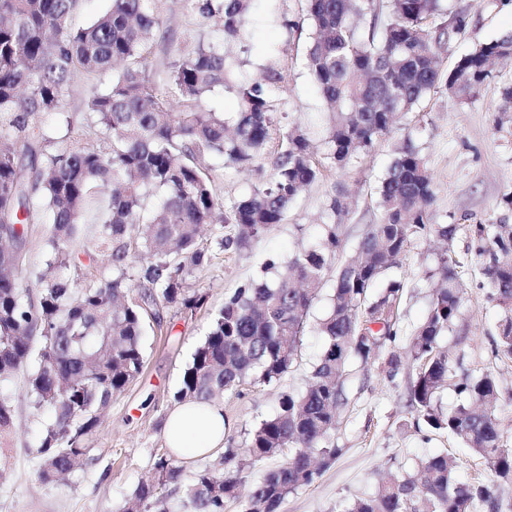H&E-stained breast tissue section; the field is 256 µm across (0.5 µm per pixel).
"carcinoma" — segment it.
<instances>
[{"mask_svg":"<svg viewBox=\"0 0 512 512\" xmlns=\"http://www.w3.org/2000/svg\"><path fill=\"white\" fill-rule=\"evenodd\" d=\"M182 2L203 25L216 23L222 41L198 33L172 56L159 83L148 70L160 30L154 0H112L107 12L78 28L70 19L80 0H0V125L12 138L0 149V379L25 372L33 411L45 417L37 446V478L44 484L92 460L85 441L101 412L143 369L145 312L160 304L204 305V295L186 288L187 275L212 259L202 226H232L218 245L239 250L282 223L288 206L320 175L309 137L295 128L283 136L268 183L224 210L203 159L255 166L274 122L271 94L287 74L271 63L250 82L232 81L236 62L228 48L246 40L251 0ZM306 11L312 36L305 65L327 106L323 140L332 168L368 151L433 91L470 99L496 76L500 60L512 56L510 34L480 45L443 73L442 52L468 24L467 15L444 0H306ZM367 15L370 27L362 32L355 18ZM77 72L89 81L86 110L100 134L86 146L54 142L37 131L43 115L62 114ZM109 72L112 83L102 89L98 79ZM234 87L237 112L204 108L215 89ZM173 100L177 112L170 109ZM95 190L108 193L97 248L115 274L79 281L72 277L77 266L69 244ZM434 197L420 149L408 137L381 184V222L366 229L358 256L336 269L318 327L322 349L305 389L283 393L277 412L248 433L249 465L285 452L288 458L250 487L243 512H279L290 493L312 484L341 454L327 438L348 402V368L356 359L379 358L383 344L398 334L402 284L393 281L375 297L372 288L412 240L434 232L449 241L456 231L454 224L431 223ZM347 206L345 195L331 197L317 243L286 261L267 260L262 277L225 298L183 370L178 401H218L292 371L324 272L337 261ZM46 217V271L34 301L14 272L24 261L23 226ZM474 242L492 299L504 312L493 354L511 357L512 225L479 224ZM458 268L445 252L432 272L441 287L411 336L416 374L409 405L427 426L462 442L494 479L460 482L456 462L436 454L418 464V476L391 475L340 512H474L478 503L493 512L496 481L512 482V446L496 414L495 375L457 374L438 345L460 306ZM371 323L382 328L375 333ZM447 385L461 403L444 412L437 395ZM12 427V406L1 397L0 440ZM154 471L122 512H150L176 490L183 493L184 512H224L245 481L232 448L224 470L205 468L187 483L174 457H159Z\"/></svg>","mask_w":512,"mask_h":512,"instance_id":"cac0c4a2","label":"carcinoma"}]
</instances>
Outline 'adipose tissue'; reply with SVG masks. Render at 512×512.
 <instances>
[{
  "instance_id": "obj_1",
  "label": "adipose tissue",
  "mask_w": 512,
  "mask_h": 512,
  "mask_svg": "<svg viewBox=\"0 0 512 512\" xmlns=\"http://www.w3.org/2000/svg\"><path fill=\"white\" fill-rule=\"evenodd\" d=\"M231 429L221 404L185 402L169 412L165 438L176 456H202L223 447L224 438Z\"/></svg>"
}]
</instances>
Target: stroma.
<instances>
[{
    "mask_svg": "<svg viewBox=\"0 0 512 512\" xmlns=\"http://www.w3.org/2000/svg\"><path fill=\"white\" fill-rule=\"evenodd\" d=\"M448 2L465 10L470 23L443 52L444 70H451L476 47L512 33V0ZM305 5V0L252 2L246 41L237 52L241 65L235 78L241 82L254 79L275 59L287 70L288 80L273 94L275 126L259 169L228 166L219 157L204 160L225 206L269 180L286 131L298 125L313 131L321 121L322 96L305 67L311 36L310 26L304 23ZM157 11L161 27L150 61L154 76L160 78L169 57L191 43L202 28L181 0H158ZM287 18L298 21L299 29L286 30L283 21ZM510 85L512 61L501 65L496 77L468 101L460 103L444 92H432L368 153L354 158L345 169L325 171L291 203L284 223L246 248L229 253L214 248L210 264L186 281L187 288L205 295L204 305L193 310L162 309L161 328L149 329L143 341V373L113 398L101 425L88 439L93 464L63 480L40 483L36 446L42 422L31 408L25 376L19 373L0 384V395L9 398L14 411L13 430L5 442L8 459L0 467V512H118L136 486L152 475L157 456L167 451L164 425L177 403L183 369L204 340L211 316L225 296L259 278L269 257L288 258L316 242L326 202L334 194H346L349 202L343 217L342 255H355L367 225L380 221V182L397 145L407 138L419 146L433 178V223L456 225L457 232L449 242L433 235L412 240L401 264L379 281L382 289L393 280L403 285L398 305L400 333L396 342L383 347L384 352L403 356V365L390 378L382 360L354 361L346 381L348 407L330 435L341 453L311 485L289 494L279 512H338L342 504L372 494L388 473L415 472L420 459L436 453L454 457L461 481L486 474L481 460L447 433L429 428L412 411L408 387L415 368L405 354L413 332L427 315L435 286L427 273L436 266L442 250L450 249L462 264L463 295L457 317L440 337L439 346L455 367L495 373L501 392L498 416L505 438L512 442V358H498L492 352L502 311L490 298L491 288L481 274L482 261L471 247L473 225L512 224V209L505 203L506 195L512 193V121L497 120L501 93ZM86 87L84 76L74 77L65 107L67 122L54 115L43 117L44 133L52 137L69 133L78 145L96 139L97 130L84 110ZM105 208L103 199L92 200L69 246L82 274L98 278L112 274L111 265L94 254ZM49 231L46 224L29 225L25 263L19 274L22 283L35 285L44 271ZM325 280L327 286L314 302L294 371L272 385H246L241 395L224 396V414L233 429L222 448L205 457L183 459L185 478L218 466L226 449L242 447L248 431L276 412L283 392L305 387L322 344L314 324L328 309L334 271H327Z\"/></svg>",
    "mask_w": 512,
    "mask_h": 512,
    "instance_id": "1",
    "label": "stroma"
}]
</instances>
